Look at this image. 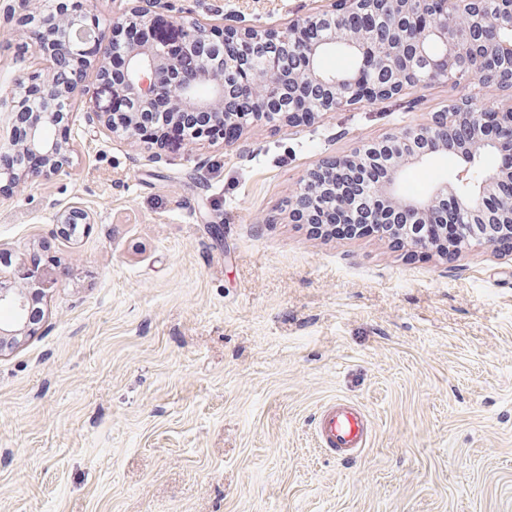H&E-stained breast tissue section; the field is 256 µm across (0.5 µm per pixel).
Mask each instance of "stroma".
I'll use <instances>...</instances> for the list:
<instances>
[{"label":"stroma","mask_w":512,"mask_h":512,"mask_svg":"<svg viewBox=\"0 0 512 512\" xmlns=\"http://www.w3.org/2000/svg\"><path fill=\"white\" fill-rule=\"evenodd\" d=\"M184 23L275 27L321 0H173ZM44 63L0 14V89ZM67 175L0 183V250L51 264L40 330L0 355V512H512V250L446 260L288 221L302 177L465 96L474 78L259 123L153 156L93 131ZM92 222L68 238L72 205ZM371 423L341 460L321 407Z\"/></svg>","instance_id":"obj_1"}]
</instances>
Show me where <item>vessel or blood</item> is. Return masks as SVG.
<instances>
[{
  "label": "vessel or blood",
  "mask_w": 512,
  "mask_h": 512,
  "mask_svg": "<svg viewBox=\"0 0 512 512\" xmlns=\"http://www.w3.org/2000/svg\"><path fill=\"white\" fill-rule=\"evenodd\" d=\"M317 435L326 451L340 457L368 446L370 425L356 407L342 401L327 405L316 422Z\"/></svg>",
  "instance_id": "1"
}]
</instances>
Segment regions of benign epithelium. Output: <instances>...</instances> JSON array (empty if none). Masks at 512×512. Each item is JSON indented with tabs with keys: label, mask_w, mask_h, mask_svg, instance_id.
I'll use <instances>...</instances> for the list:
<instances>
[{
	"label": "benign epithelium",
	"mask_w": 512,
	"mask_h": 512,
	"mask_svg": "<svg viewBox=\"0 0 512 512\" xmlns=\"http://www.w3.org/2000/svg\"><path fill=\"white\" fill-rule=\"evenodd\" d=\"M17 2L20 12L16 22L33 35L36 54L46 61L47 73L26 87L29 97L39 98L45 106L27 127V135L20 139L17 127L6 132L0 126L1 151L35 154L43 160V166L34 173L0 167V180L15 185L51 179L68 168L69 146L48 140L43 132L69 116L77 98L85 94L86 78H76L77 72L88 66L80 58L82 47L103 40L98 28L84 25L61 5L59 24L72 47L69 55L52 30L39 25L38 11L29 8L31 0ZM127 2L128 7L113 17L109 35L112 46L124 47L121 80H112L110 51H105L97 63L98 79L112 90V108L94 107L85 112L86 122L99 132H121L131 139H141L142 117L163 95L168 112L175 116L198 112L224 122V127L233 130V136L224 139V143L232 144L247 124L268 120L269 103L281 100L294 87L314 90L310 99L316 106L303 108L312 121L345 106L393 96L412 85L420 88L458 76L459 66L464 63L478 75L507 72L509 81L500 88L512 90V0H495L493 15L484 9L486 0H449L448 12L438 16L419 14L417 0H336L332 9L293 19L280 30L197 22L183 27L174 45L153 37V13L161 0ZM339 3L360 17L386 10L394 18L395 37L373 54L377 75L369 79L366 91L360 85L362 68L354 74L336 76L322 68L320 59L326 48L339 45L354 51L359 61L365 62L372 44L369 25H333L322 37H307V29L315 21L336 13ZM259 40L271 46L273 53L265 68L254 71L252 86L260 95L254 98L248 118L226 105L231 91L224 74L240 70L244 53ZM284 54L299 58L301 66L293 69L281 64ZM200 84L208 87L207 95H198ZM395 137L413 149L395 156L388 176L374 188L372 202L401 210L407 221L417 227L436 223L443 200L451 201L458 213V238L448 243L414 236L408 239L410 247L457 255L468 248L495 247L500 236L512 237V193H501L503 186H512L509 162H501L478 181L467 179L464 169L456 180L440 181L424 195L406 197L401 192L406 171L429 163L437 155L448 153L469 164L488 154H502L505 141L512 140L511 112H502L493 103L476 107L463 99L454 111L435 115L426 126L404 128ZM491 198L498 202L500 223H477ZM58 223L61 233L68 236L90 224L91 219L83 208L74 205L59 216ZM55 284L56 279L36 264L14 268L7 263L0 265V308L15 313L0 321V356L37 333L42 316L39 301Z\"/></svg>",
	"instance_id": "benign-epithelium-1"
}]
</instances>
